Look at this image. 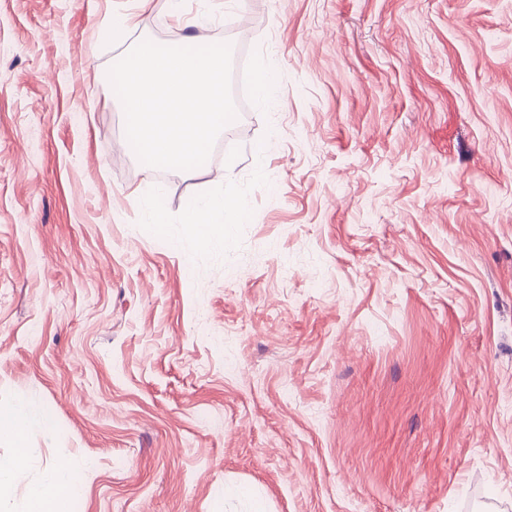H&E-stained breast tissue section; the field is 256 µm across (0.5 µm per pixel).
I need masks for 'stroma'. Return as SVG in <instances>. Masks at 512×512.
Segmentation results:
<instances>
[{"label": "stroma", "instance_id": "35a3bbf8", "mask_svg": "<svg viewBox=\"0 0 512 512\" xmlns=\"http://www.w3.org/2000/svg\"><path fill=\"white\" fill-rule=\"evenodd\" d=\"M192 18L278 104L159 176L107 72ZM10 405L0 512L57 468L67 512H512V0H0ZM242 222V203L234 197H214L205 200L187 213L183 224L199 242H205L223 224ZM29 423V414L21 408H0V443L6 442L14 447V454L7 460H0V483L6 481L11 473L22 469L27 463L25 436Z\"/></svg>", "mask_w": 512, "mask_h": 512}]
</instances>
